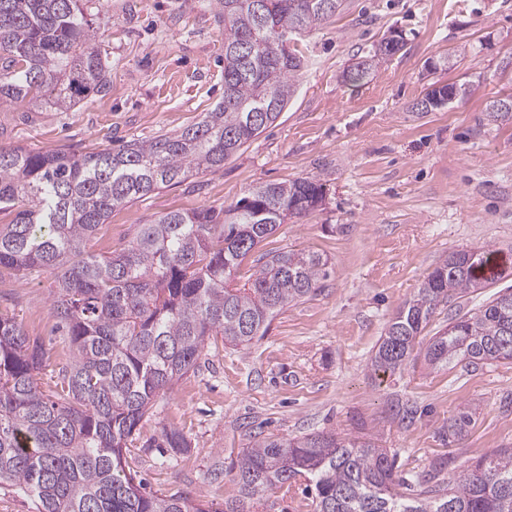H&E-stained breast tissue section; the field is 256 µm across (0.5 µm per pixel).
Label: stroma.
Wrapping results in <instances>:
<instances>
[{
	"label": "stroma",
	"mask_w": 512,
	"mask_h": 512,
	"mask_svg": "<svg viewBox=\"0 0 512 512\" xmlns=\"http://www.w3.org/2000/svg\"><path fill=\"white\" fill-rule=\"evenodd\" d=\"M109 63L107 87L69 110L0 106V145L97 151L150 141L199 121L224 98L218 0H81ZM405 46L357 82L342 72L383 38ZM305 64L287 108L223 168L116 208L89 244L126 247L136 225L169 211L228 207L259 182L314 177L326 197L259 250H303L329 260L315 296L281 310L246 347L211 337L199 371L159 398L126 451L148 490L180 489L215 506L239 499L216 463L270 434L333 431L372 438L404 476L448 484L475 459L512 448V363L431 369L415 360L377 374L372 352L396 311L448 254L485 247L503 264L486 288L440 305L419 339L456 313L512 287V120L491 100L512 95V0H346L317 29L295 35ZM472 92L435 112L414 105L432 84ZM45 270L0 287V312L43 339L52 363L72 357L52 314ZM414 408L403 416L400 404ZM472 408L467 435L440 430ZM182 431V453L150 448L162 428Z\"/></svg>",
	"instance_id": "35a3bbf8"
}]
</instances>
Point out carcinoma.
<instances>
[{
    "instance_id": "obj_1",
    "label": "carcinoma",
    "mask_w": 512,
    "mask_h": 512,
    "mask_svg": "<svg viewBox=\"0 0 512 512\" xmlns=\"http://www.w3.org/2000/svg\"><path fill=\"white\" fill-rule=\"evenodd\" d=\"M219 0L224 8V101L200 121L150 142L131 140L88 153L0 146V284L61 269L49 289L51 310L72 348L53 366L54 394L37 376L50 366L43 341L0 315V489L25 497L33 512H259L272 490L304 476L314 512H512V448L478 459L454 483L407 495L395 458L370 440L332 432L268 435L242 450L224 474L241 499L219 511L178 489L146 490L126 468V449L156 398L200 368L212 336L246 346L276 313L310 298L329 276L328 260L287 250L256 254L293 216L314 210L324 187L314 177L259 183L218 211H170L138 224L119 252L87 251L112 211L215 171L274 123L295 91L302 60L277 55L278 34L315 29L344 0ZM404 48L391 37L372 46L346 78ZM0 105L19 99L69 109L106 86L107 63L79 0H0ZM257 270L237 280L243 261ZM493 251L459 250L428 274L389 321L372 357L376 372L395 373L441 303L481 285L477 271ZM431 367L512 362V289L475 311L457 314L430 337ZM472 423L460 412L442 428L448 442ZM158 448L182 452L186 435L163 430Z\"/></svg>"
}]
</instances>
